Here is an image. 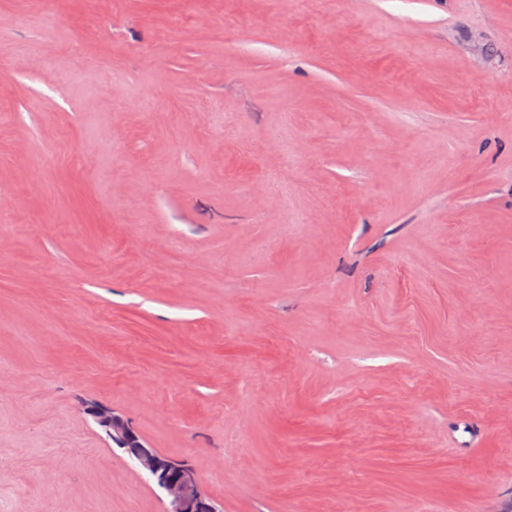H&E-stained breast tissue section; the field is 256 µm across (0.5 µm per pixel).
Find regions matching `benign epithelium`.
<instances>
[{
  "instance_id": "7a95c632",
  "label": "benign epithelium",
  "mask_w": 512,
  "mask_h": 512,
  "mask_svg": "<svg viewBox=\"0 0 512 512\" xmlns=\"http://www.w3.org/2000/svg\"><path fill=\"white\" fill-rule=\"evenodd\" d=\"M91 415L107 425L112 443L152 479L163 495L165 512H219L214 499L203 492L194 467L144 444L121 414L95 405Z\"/></svg>"
}]
</instances>
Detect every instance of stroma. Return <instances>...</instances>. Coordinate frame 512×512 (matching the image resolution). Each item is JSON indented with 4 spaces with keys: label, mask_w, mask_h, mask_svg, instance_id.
<instances>
[{
    "label": "stroma",
    "mask_w": 512,
    "mask_h": 512,
    "mask_svg": "<svg viewBox=\"0 0 512 512\" xmlns=\"http://www.w3.org/2000/svg\"><path fill=\"white\" fill-rule=\"evenodd\" d=\"M1 16L0 512H512V0ZM90 412L97 422L107 425L112 443L152 479L163 495L166 512H219L214 499L203 492L194 467L144 444L121 414L99 405Z\"/></svg>",
    "instance_id": "1"
}]
</instances>
